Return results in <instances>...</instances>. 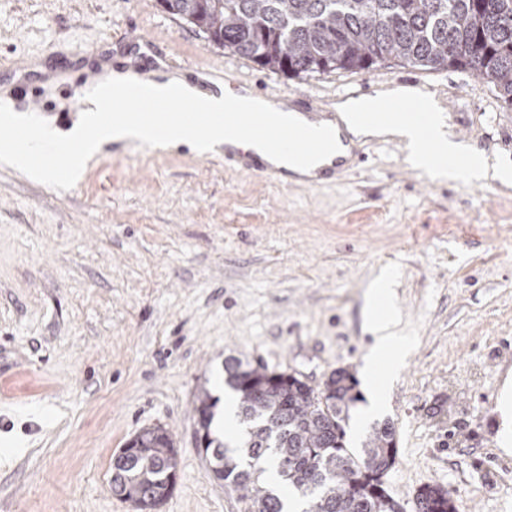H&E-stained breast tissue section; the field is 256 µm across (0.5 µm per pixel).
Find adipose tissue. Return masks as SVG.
Returning <instances> with one entry per match:
<instances>
[{
  "mask_svg": "<svg viewBox=\"0 0 512 512\" xmlns=\"http://www.w3.org/2000/svg\"><path fill=\"white\" fill-rule=\"evenodd\" d=\"M139 78L131 73L112 80V115L104 118L94 115L73 128L69 138L63 139L51 128L38 122L27 124L23 141L0 139V158L16 169L35 177L51 175L57 168L65 169L70 179H80L88 161L109 141H132L142 144L185 143L202 149L224 143V115L228 112L255 111L264 128H272L288 120L304 128L313 123L297 115L287 105L274 106L247 94L229 91L202 93L189 85H181L180 96L192 102L193 113H186L172 102L171 82H158L150 86L151 102L166 105L165 123L153 122L147 115H130L126 110L127 93L139 88ZM403 93L379 96L363 102L346 104L342 119L353 137L378 136L383 132L373 122L374 114L394 110ZM420 106L430 116L426 127H419L409 116H401L392 123L391 130L401 136L409 149L414 167L451 180L479 181L487 178L488 164L484 157L467 152L465 147L447 137L431 100L422 99ZM369 319L374 344L368 358L370 381L367 389L371 406H378L388 392L391 378L399 370L406 347L391 332L393 322L390 275L381 273L371 284Z\"/></svg>",
  "mask_w": 512,
  "mask_h": 512,
  "instance_id": "adipose-tissue-1",
  "label": "adipose tissue"
}]
</instances>
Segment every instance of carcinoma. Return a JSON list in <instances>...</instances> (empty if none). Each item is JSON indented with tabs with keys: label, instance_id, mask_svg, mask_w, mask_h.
<instances>
[{
	"label": "carcinoma",
	"instance_id": "1",
	"mask_svg": "<svg viewBox=\"0 0 512 512\" xmlns=\"http://www.w3.org/2000/svg\"><path fill=\"white\" fill-rule=\"evenodd\" d=\"M217 48L288 76L368 70L380 61L424 71L454 70L494 86L512 106V0H160ZM235 394V446L215 430L218 398L195 395L197 434L214 477L242 493L249 512H286L283 492L308 502L305 512H403L383 478L397 456L391 421L374 424L358 447L345 425L359 401L357 381L339 369L315 388L293 374L224 360ZM112 457V490L134 512H159L177 477L173 434L160 426L129 440ZM415 512H456L453 493L421 487Z\"/></svg>",
	"mask_w": 512,
	"mask_h": 512
}]
</instances>
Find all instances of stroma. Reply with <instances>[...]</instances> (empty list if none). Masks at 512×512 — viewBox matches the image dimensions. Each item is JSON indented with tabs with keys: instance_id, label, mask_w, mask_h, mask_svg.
I'll list each match as a JSON object with an SVG mask.
<instances>
[{
	"instance_id": "stroma-1",
	"label": "stroma",
	"mask_w": 512,
	"mask_h": 512,
	"mask_svg": "<svg viewBox=\"0 0 512 512\" xmlns=\"http://www.w3.org/2000/svg\"><path fill=\"white\" fill-rule=\"evenodd\" d=\"M131 66L195 83L231 77L325 100L405 86L415 68L287 77L218 49L159 0H0V124L35 115L69 132L119 37ZM448 134L490 169L512 168V107L458 71L424 72ZM37 87L34 104L7 91ZM336 184L279 185L224 167L223 152L105 144L78 182H37L0 160V512H133L111 461L140 429L172 431L177 484L160 512H247L195 446L197 388L225 397L234 356L318 387L362 375L373 343L365 292L395 275L405 364L380 419L397 458L385 477L404 512L418 489L457 487V512H512L499 447L512 378V184L438 178L398 137L363 139Z\"/></svg>"
}]
</instances>
